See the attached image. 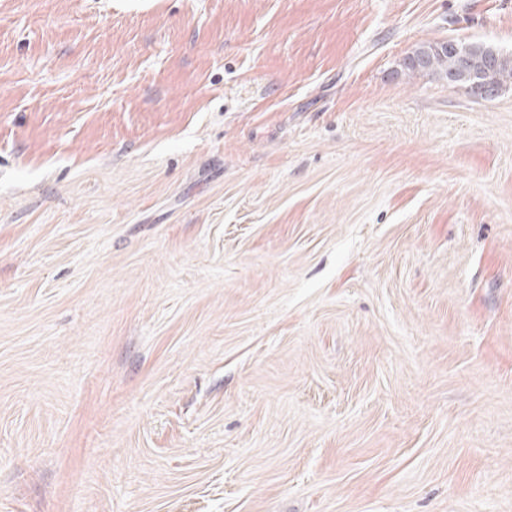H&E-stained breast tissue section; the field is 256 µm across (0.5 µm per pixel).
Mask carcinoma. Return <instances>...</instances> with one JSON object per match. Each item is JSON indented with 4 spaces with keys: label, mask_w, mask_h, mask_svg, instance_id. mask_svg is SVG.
Returning a JSON list of instances; mask_svg holds the SVG:
<instances>
[{
    "label": "carcinoma",
    "mask_w": 512,
    "mask_h": 512,
    "mask_svg": "<svg viewBox=\"0 0 512 512\" xmlns=\"http://www.w3.org/2000/svg\"><path fill=\"white\" fill-rule=\"evenodd\" d=\"M491 49L486 42H468L464 49L450 53L435 42H425L416 46L412 54H423L425 61L407 64L406 70L422 73L441 80L450 86H463L474 90L478 83H486L494 88L512 81V54L496 50V57L486 62L485 52Z\"/></svg>",
    "instance_id": "1"
}]
</instances>
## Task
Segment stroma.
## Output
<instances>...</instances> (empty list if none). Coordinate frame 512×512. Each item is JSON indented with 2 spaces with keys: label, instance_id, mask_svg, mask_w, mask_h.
<instances>
[{
  "label": "stroma",
  "instance_id": "stroma-1",
  "mask_svg": "<svg viewBox=\"0 0 512 512\" xmlns=\"http://www.w3.org/2000/svg\"><path fill=\"white\" fill-rule=\"evenodd\" d=\"M512 0H0V512H512ZM462 45L464 49L448 53V50L457 49V44L452 40L444 42L448 49L439 47L435 42L421 43L410 54L421 53L425 61L419 64L405 63L404 67L409 72L445 80L449 86L469 88L473 94L477 83H486L496 89L512 81V54L497 50L486 42H463ZM489 49L495 50L497 56L485 62L483 57Z\"/></svg>",
  "mask_w": 512,
  "mask_h": 512
}]
</instances>
